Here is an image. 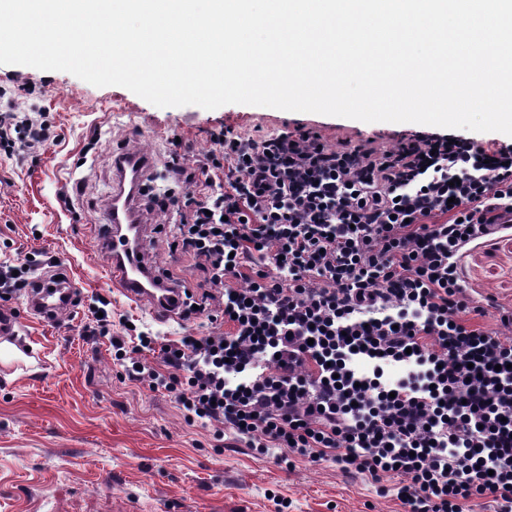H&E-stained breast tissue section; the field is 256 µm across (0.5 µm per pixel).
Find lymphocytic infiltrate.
I'll use <instances>...</instances> for the list:
<instances>
[{"label": "lymphocytic infiltrate", "instance_id": "lymphocytic-infiltrate-1", "mask_svg": "<svg viewBox=\"0 0 512 512\" xmlns=\"http://www.w3.org/2000/svg\"><path fill=\"white\" fill-rule=\"evenodd\" d=\"M44 111L0 112V153L56 142ZM194 157L167 140L174 246L208 274L181 320L217 306L212 333L142 332L130 380L189 419L233 431L275 463L336 462L403 476L409 512H461L489 496L512 512V310L485 305L459 265L470 243L512 232V146L412 134L328 145L312 128L242 137L225 126ZM152 353L156 364L138 359ZM405 375L388 380L386 366Z\"/></svg>", "mask_w": 512, "mask_h": 512}]
</instances>
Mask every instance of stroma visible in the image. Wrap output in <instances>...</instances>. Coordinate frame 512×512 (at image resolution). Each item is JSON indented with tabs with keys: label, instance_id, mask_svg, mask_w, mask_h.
<instances>
[{
	"label": "stroma",
	"instance_id": "35a3bbf8",
	"mask_svg": "<svg viewBox=\"0 0 512 512\" xmlns=\"http://www.w3.org/2000/svg\"><path fill=\"white\" fill-rule=\"evenodd\" d=\"M28 86L34 94H25ZM0 90L48 111L62 138L35 164L0 156V261L45 253L80 292L73 309L53 320L29 318L24 292L8 303L19 321L11 341L36 359L0 363V512H405L397 496L405 477L376 483L332 461L276 465L232 431L189 421L166 393L128 381L108 338L90 342L80 329L103 298L116 333L127 322L163 341L228 330L204 317L160 323L148 303L113 292L97 243L113 151L150 153L162 186L167 139L176 134L199 157L224 125L244 137L258 126L312 127L335 146L368 137L388 144L419 124L245 104L160 108L121 86L22 65L0 64ZM91 141L96 151H87ZM80 183L75 212L62 210L60 190ZM172 242L171 224H162L146 243L148 261L188 289L204 286L205 273ZM461 264L473 301L495 297L481 323L496 330L500 308L512 309V236L471 247Z\"/></svg>",
	"mask_w": 512,
	"mask_h": 512
}]
</instances>
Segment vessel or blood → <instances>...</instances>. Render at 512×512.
Returning a JSON list of instances; mask_svg holds the SVG:
<instances>
[{"mask_svg":"<svg viewBox=\"0 0 512 512\" xmlns=\"http://www.w3.org/2000/svg\"><path fill=\"white\" fill-rule=\"evenodd\" d=\"M152 169L150 157L125 150L112 155V200L100 225L98 247L105 258L111 282L125 296L148 301L152 316L161 322L176 319L183 288L166 278L143 256L147 227L142 218L140 190ZM74 280H37L29 292V313L47 318L71 309L76 298Z\"/></svg>","mask_w":512,"mask_h":512,"instance_id":"vessel-or-blood-1","label":"vessel or blood"}]
</instances>
